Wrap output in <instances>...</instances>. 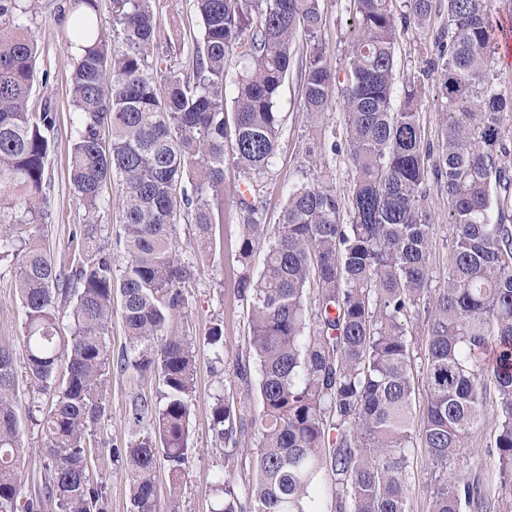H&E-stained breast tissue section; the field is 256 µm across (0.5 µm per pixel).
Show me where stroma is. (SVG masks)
I'll return each instance as SVG.
<instances>
[{
  "label": "stroma",
  "instance_id": "35a3bbf8",
  "mask_svg": "<svg viewBox=\"0 0 512 512\" xmlns=\"http://www.w3.org/2000/svg\"><path fill=\"white\" fill-rule=\"evenodd\" d=\"M25 12L17 14L15 22L28 29L38 45L36 69L38 78L33 87L30 106L40 110L50 105L57 116V134L46 165V193L50 199L47 243L58 263H70L73 245L70 230L83 223L84 212L76 205L69 190L67 167L74 131V112L70 102L69 84L74 52L66 35L73 18L70 0H23ZM192 0H155L154 10L160 24V34L168 38L192 40L199 33V22ZM325 23L317 39L327 50L334 66H345L352 35V16L349 0H322ZM434 26H415L400 30L396 47L395 90H402L406 82L417 79L422 83L421 122L429 140H436L441 102L435 92L433 78L424 77L422 69L426 58L432 57ZM300 76L291 74L281 89L280 108L284 114L281 145L275 165L254 199L265 212L267 224H275L285 201V190L300 176L309 148L320 145L322 137L331 135L336 148L325 151L327 170L332 185L340 196L349 193L351 166L346 154L347 125L344 112L326 114L316 121L306 120L299 112ZM241 179L234 165L224 171V222L216 234L213 247L199 251L193 225L177 227V243L183 259L196 262L195 280L182 287L183 308L177 319L181 335L195 346L197 364L196 387L191 404L190 444L194 449L187 464V474L178 492L180 512H212L216 505L210 483L215 474H230L238 488H247L255 479L253 454L262 405L258 392L259 366L253 356L249 340L248 309L237 290V279L243 270L258 273L263 267L264 249H255L249 261L239 254L240 214L237 208V190ZM427 204L434 215V239L431 255L432 286L442 288L448 276V247L454 234L448 222V200L436 184H429ZM224 322V355L215 361L210 348L204 344L214 320ZM25 311L14 288V271L7 263H0V346L10 348L16 364H23L25 348L23 327ZM248 364L249 377L238 376L239 364ZM160 385L157 373L133 369L120 371L110 368L103 394L104 416L95 430L99 450L91 460L90 476L105 487L108 512H130L129 482L121 465L113 463L109 450L113 445L127 442L134 430L129 412L138 401L158 404ZM234 401L244 433L240 450L232 458H225L224 446L214 440L210 430L212 408L217 396ZM495 430L494 416H487L473 447L448 469L456 474L480 477L490 498L499 491L498 456L491 447ZM21 443L25 450L21 484L27 494L35 495L41 489V458L46 438L41 430L28 420L20 422ZM408 512H428L434 479L428 453L422 445H415L408 453L407 480Z\"/></svg>",
  "mask_w": 512,
  "mask_h": 512
}]
</instances>
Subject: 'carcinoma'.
Listing matches in <instances>:
<instances>
[{
	"label": "carcinoma",
	"mask_w": 512,
	"mask_h": 512,
	"mask_svg": "<svg viewBox=\"0 0 512 512\" xmlns=\"http://www.w3.org/2000/svg\"><path fill=\"white\" fill-rule=\"evenodd\" d=\"M153 2L112 0L110 23L99 16L97 0L70 3L67 40L79 54L69 86L76 130L68 181L85 223L70 232L75 251L66 267L55 263L43 235L56 115L48 105L29 109L34 38L13 23L19 0H0V262H12L26 313L25 370L35 393L27 417L47 437L41 490L27 496L17 370L12 352L0 347V512H107L89 464L104 413L116 295L128 339L116 365L157 372L162 397L154 407L132 405L134 425L147 417L151 423L110 448V456L128 472L130 512H160L153 472L163 458L173 492L169 512H178L196 360L174 329L181 285L194 276L176 250V226L194 225L199 249L213 245L216 225L224 223L228 145L245 186L240 255L247 260L265 245L258 277L246 271L239 279L262 414L256 478L245 490L249 506L219 473L212 481L222 494L215 512H314V487L325 470L336 478V512H406L407 454L416 438L433 467L429 512H492L480 479L448 475V463L480 430L490 385L493 448L511 509L512 141L503 121L512 96L495 83L486 0H403L406 24L426 27L438 9L447 16L424 69L442 102L435 145L422 134L418 81L405 85L393 109V0H350L354 30L341 71L317 43L297 55V39L311 40L323 26L320 0H193L199 36L189 46L169 40L163 51ZM231 54L243 67L229 83ZM295 67L305 118L334 111L341 93L352 173L347 224L339 223L342 202L313 149L277 224H265L262 208L247 198L280 149V90ZM431 179L446 193L455 227L448 278L432 303L434 215L425 204ZM112 182L116 238L126 253L117 278L98 224L103 189ZM66 306L70 344L58 334ZM423 312L426 400L416 431L408 336ZM223 335L219 320L204 339L218 359ZM44 394L51 397L47 409ZM212 431L229 453L238 451L242 428L230 400L215 403Z\"/></svg>",
	"instance_id": "obj_1"
}]
</instances>
